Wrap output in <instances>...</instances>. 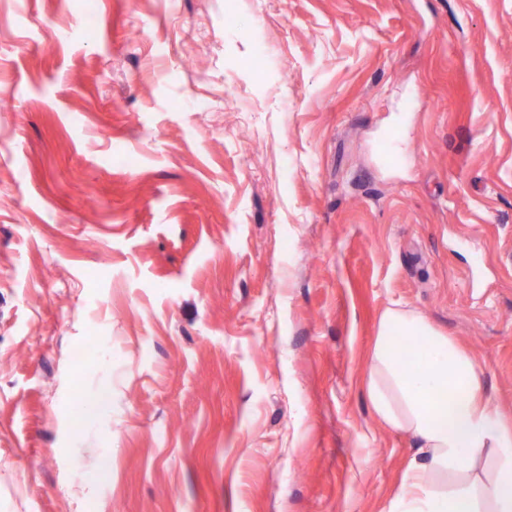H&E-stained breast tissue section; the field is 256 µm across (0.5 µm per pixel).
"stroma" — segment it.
<instances>
[{
	"mask_svg": "<svg viewBox=\"0 0 512 512\" xmlns=\"http://www.w3.org/2000/svg\"><path fill=\"white\" fill-rule=\"evenodd\" d=\"M397 302L512 421V0H0V512H388Z\"/></svg>",
	"mask_w": 512,
	"mask_h": 512,
	"instance_id": "obj_1",
	"label": "stroma"
}]
</instances>
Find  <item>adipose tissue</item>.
Instances as JSON below:
<instances>
[{
    "label": "adipose tissue",
    "mask_w": 512,
    "mask_h": 512,
    "mask_svg": "<svg viewBox=\"0 0 512 512\" xmlns=\"http://www.w3.org/2000/svg\"><path fill=\"white\" fill-rule=\"evenodd\" d=\"M415 341L426 358H405ZM368 401L387 426L419 441L427 458L409 466L391 512H476L467 488H438L435 476L462 469L492 450L499 469L483 491L495 512H512V425L504 423L483 394L479 365L455 341L413 310L395 305L383 313L367 368Z\"/></svg>",
    "instance_id": "1"
}]
</instances>
